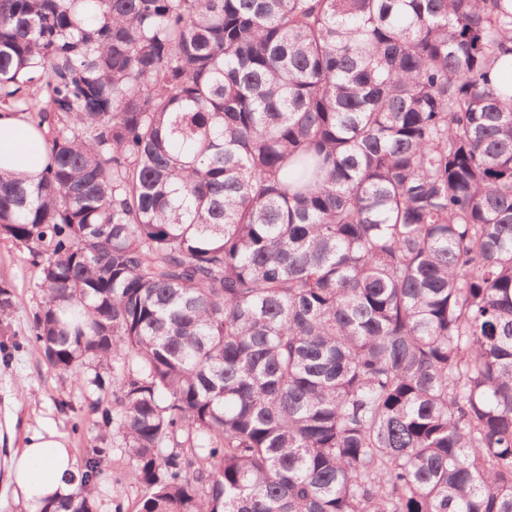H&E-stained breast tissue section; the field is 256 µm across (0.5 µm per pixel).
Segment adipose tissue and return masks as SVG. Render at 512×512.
<instances>
[{"mask_svg":"<svg viewBox=\"0 0 512 512\" xmlns=\"http://www.w3.org/2000/svg\"><path fill=\"white\" fill-rule=\"evenodd\" d=\"M47 146L40 130L11 112L0 113V174L34 178L45 168ZM6 485L29 512L73 499L80 465L65 434L51 425L27 427L19 447L0 454Z\"/></svg>","mask_w":512,"mask_h":512,"instance_id":"1","label":"adipose tissue"}]
</instances>
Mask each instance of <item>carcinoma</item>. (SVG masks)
<instances>
[{
  "instance_id": "carcinoma-1",
  "label": "carcinoma",
  "mask_w": 512,
  "mask_h": 512,
  "mask_svg": "<svg viewBox=\"0 0 512 512\" xmlns=\"http://www.w3.org/2000/svg\"><path fill=\"white\" fill-rule=\"evenodd\" d=\"M508 39L512 0H0L26 342L112 391L140 512H512ZM504 53L492 70V77L501 89L503 100L508 102L509 97H512V42H505ZM47 163L40 130L13 112L0 113V174L36 178Z\"/></svg>"
}]
</instances>
